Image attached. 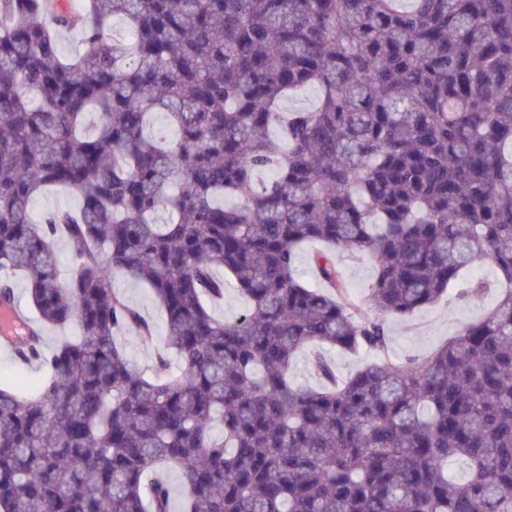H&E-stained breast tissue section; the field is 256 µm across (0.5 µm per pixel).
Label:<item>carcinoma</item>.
Listing matches in <instances>:
<instances>
[{
  "label": "carcinoma",
  "instance_id": "obj_1",
  "mask_svg": "<svg viewBox=\"0 0 512 512\" xmlns=\"http://www.w3.org/2000/svg\"><path fill=\"white\" fill-rule=\"evenodd\" d=\"M51 186L78 209L34 217ZM338 250L374 262L362 303ZM479 260L496 306L426 361L342 379L317 350L384 354ZM127 330L160 342L149 377ZM0 346L43 368L0 385V512H171L158 468L183 512H512V0H0ZM305 348L318 389L288 379ZM113 286L123 294L125 299L154 325L158 339L165 333V320L158 302L150 290L144 285L128 280L122 275H115ZM247 306L246 299L241 296L232 281L224 282V299L212 305V312L219 317L232 318Z\"/></svg>",
  "mask_w": 512,
  "mask_h": 512
}]
</instances>
